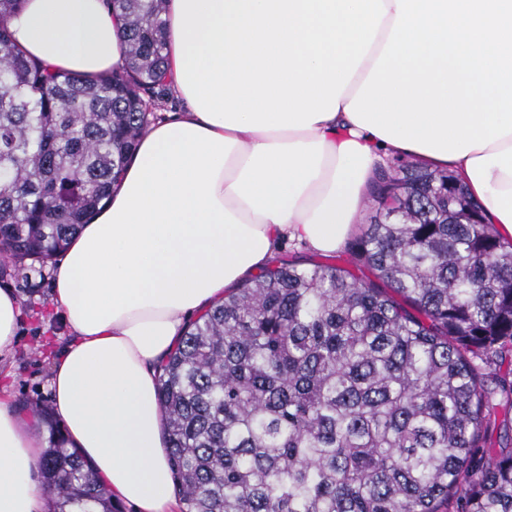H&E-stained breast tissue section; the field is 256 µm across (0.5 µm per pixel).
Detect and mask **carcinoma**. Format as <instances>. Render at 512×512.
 <instances>
[{
  "mask_svg": "<svg viewBox=\"0 0 512 512\" xmlns=\"http://www.w3.org/2000/svg\"><path fill=\"white\" fill-rule=\"evenodd\" d=\"M125 66L52 71L0 27V276L65 249L165 88V0H106ZM374 279L285 260L224 293L160 368L182 512H512V239L452 173L382 172L349 244ZM50 512H116L48 413Z\"/></svg>",
  "mask_w": 512,
  "mask_h": 512,
  "instance_id": "cac0c4a2",
  "label": "carcinoma"
}]
</instances>
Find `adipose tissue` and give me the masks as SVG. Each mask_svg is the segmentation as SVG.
Wrapping results in <instances>:
<instances>
[{
	"label": "adipose tissue",
	"mask_w": 512,
	"mask_h": 512,
	"mask_svg": "<svg viewBox=\"0 0 512 512\" xmlns=\"http://www.w3.org/2000/svg\"><path fill=\"white\" fill-rule=\"evenodd\" d=\"M163 17L167 81L187 109L150 124L51 290L69 334L55 413L113 502L137 512L178 505L157 385L186 320L269 266L282 240L343 249L388 158L452 172L512 237V134L443 159L348 117L395 0H166ZM0 26L52 70L115 71L127 53L104 0H25ZM29 422L0 400V512H40Z\"/></svg>",
	"instance_id": "1"
}]
</instances>
